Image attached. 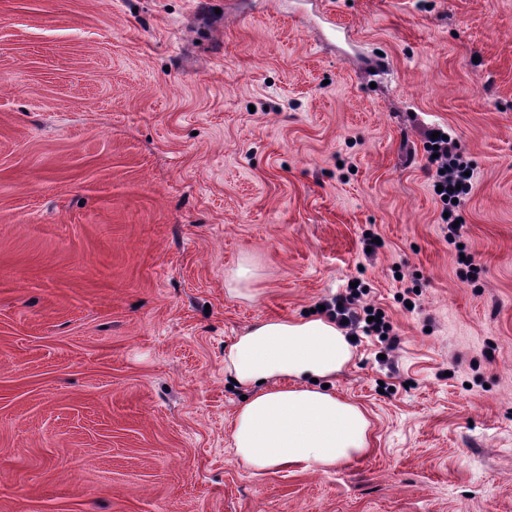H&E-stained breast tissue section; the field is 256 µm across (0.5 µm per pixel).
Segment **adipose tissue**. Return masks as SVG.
<instances>
[{
    "instance_id": "obj_1",
    "label": "adipose tissue",
    "mask_w": 512,
    "mask_h": 512,
    "mask_svg": "<svg viewBox=\"0 0 512 512\" xmlns=\"http://www.w3.org/2000/svg\"><path fill=\"white\" fill-rule=\"evenodd\" d=\"M352 356L349 337L329 317L260 320L237 336L224 354L225 371L248 393L233 415L236 460L255 473L328 470L366 452V414L327 388Z\"/></svg>"
}]
</instances>
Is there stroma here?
I'll list each match as a JSON object with an SVG mask.
<instances>
[{"label": "stroma", "instance_id": "1", "mask_svg": "<svg viewBox=\"0 0 512 512\" xmlns=\"http://www.w3.org/2000/svg\"><path fill=\"white\" fill-rule=\"evenodd\" d=\"M353 280L368 451L246 470L226 348ZM0 512H512V0H0ZM435 131H438L440 136L431 139V134ZM443 135H446V138H443ZM427 144L429 179L434 194L442 204L440 218L443 223L448 224V237L453 238L458 236L462 227L459 215L455 213V208L462 198L472 192L475 184L474 171L458 152L456 141L443 129H432L428 135ZM434 145H438V149H434ZM433 154H438V157L432 158ZM465 172H470V176H464ZM457 184L461 185L460 190H456ZM438 185L443 186L441 192H437ZM453 199H457V203H453ZM445 212H448V217H444ZM456 220H459L458 227H454Z\"/></svg>", "mask_w": 512, "mask_h": 512}]
</instances>
